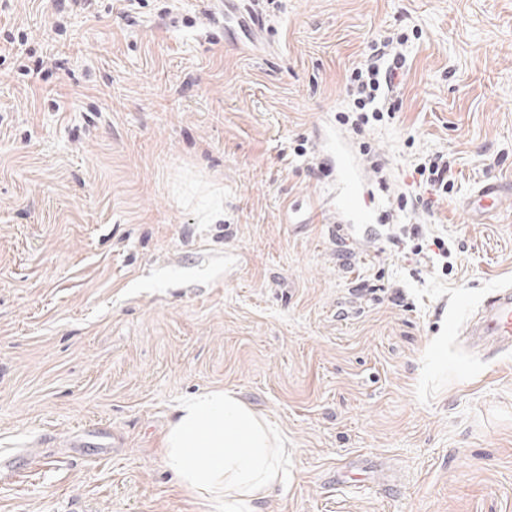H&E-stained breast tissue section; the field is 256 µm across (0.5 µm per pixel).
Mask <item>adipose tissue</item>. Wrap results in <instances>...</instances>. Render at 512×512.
Instances as JSON below:
<instances>
[{"mask_svg":"<svg viewBox=\"0 0 512 512\" xmlns=\"http://www.w3.org/2000/svg\"><path fill=\"white\" fill-rule=\"evenodd\" d=\"M276 428L235 393L205 391L182 403L166 438L165 463L204 512H262L285 477Z\"/></svg>","mask_w":512,"mask_h":512,"instance_id":"1","label":"adipose tissue"}]
</instances>
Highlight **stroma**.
Listing matches in <instances>:
<instances>
[{
    "instance_id": "1",
    "label": "stroma",
    "mask_w": 512,
    "mask_h": 512,
    "mask_svg": "<svg viewBox=\"0 0 512 512\" xmlns=\"http://www.w3.org/2000/svg\"><path fill=\"white\" fill-rule=\"evenodd\" d=\"M280 3L97 0L59 36L0 0V453L35 459L0 512H198L163 441L217 388L285 441L264 512H512V353L464 336L512 194L463 208L512 184V0ZM401 35V109L355 134L348 78ZM438 153L453 192L399 211ZM512 186L497 180L480 183L465 201L464 208L471 215H481L496 211L502 199L510 194Z\"/></svg>"
}]
</instances>
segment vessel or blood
Wrapping results in <instances>:
<instances>
[{
	"mask_svg": "<svg viewBox=\"0 0 512 512\" xmlns=\"http://www.w3.org/2000/svg\"><path fill=\"white\" fill-rule=\"evenodd\" d=\"M512 186L497 180L480 183L465 201L466 211L481 215L496 211ZM471 347L483 349L489 346L497 351L512 350V288H500L483 304L476 319L466 329Z\"/></svg>",
	"mask_w": 512,
	"mask_h": 512,
	"instance_id": "1",
	"label": "vessel or blood"
}]
</instances>
